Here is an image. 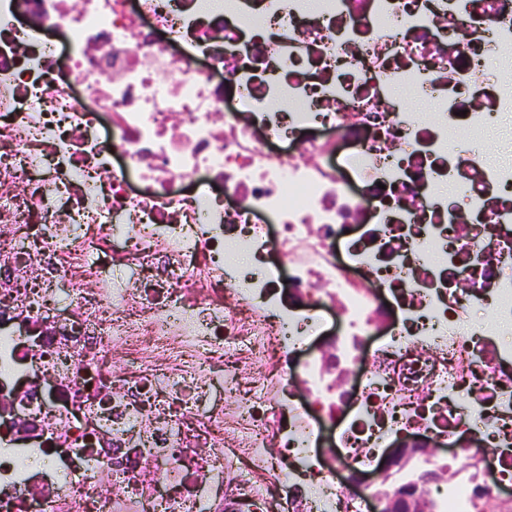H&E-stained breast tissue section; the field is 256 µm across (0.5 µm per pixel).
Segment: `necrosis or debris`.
Returning a JSON list of instances; mask_svg holds the SVG:
<instances>
[{"instance_id":"obj_1","label":"necrosis or debris","mask_w":512,"mask_h":512,"mask_svg":"<svg viewBox=\"0 0 512 512\" xmlns=\"http://www.w3.org/2000/svg\"><path fill=\"white\" fill-rule=\"evenodd\" d=\"M507 112L512 0H0V512H512ZM494 158H512V125L508 117H500L488 127L481 142Z\"/></svg>"}]
</instances>
